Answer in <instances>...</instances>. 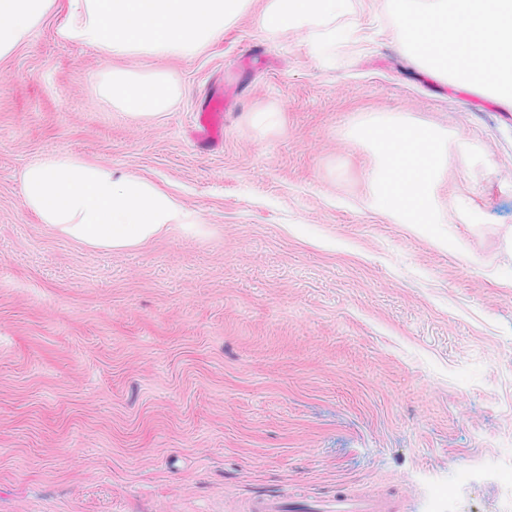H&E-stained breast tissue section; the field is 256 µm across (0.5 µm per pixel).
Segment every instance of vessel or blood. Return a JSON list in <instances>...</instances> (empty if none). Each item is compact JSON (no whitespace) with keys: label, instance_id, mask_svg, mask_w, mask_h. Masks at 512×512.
Listing matches in <instances>:
<instances>
[{"label":"vessel or blood","instance_id":"b4317fda","mask_svg":"<svg viewBox=\"0 0 512 512\" xmlns=\"http://www.w3.org/2000/svg\"><path fill=\"white\" fill-rule=\"evenodd\" d=\"M224 88L213 86L205 109L197 112L190 136L199 146L216 150L224 144ZM241 512H391L380 498L364 493L339 491L316 499H307L283 491L247 498Z\"/></svg>","mask_w":512,"mask_h":512}]
</instances>
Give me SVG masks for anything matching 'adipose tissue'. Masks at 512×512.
<instances>
[{"mask_svg": "<svg viewBox=\"0 0 512 512\" xmlns=\"http://www.w3.org/2000/svg\"><path fill=\"white\" fill-rule=\"evenodd\" d=\"M55 0H0V61L28 41ZM245 0H68L58 37L97 49L105 58L133 53L191 57L224 31ZM344 0H266L263 23L335 15ZM405 21L403 45L441 50L446 70L479 91L494 80L493 96L512 106V0H395ZM113 105L135 118L163 115L176 97L166 80L108 71L102 84ZM356 139L378 157L369 204L437 247L469 257L449 227L440 200L452 154L478 155L472 141L411 122L362 121ZM22 205L59 235L94 249L128 250L172 232L197 237L206 225L172 195L142 177L57 152L25 167Z\"/></svg>", "mask_w": 512, "mask_h": 512, "instance_id": "adipose-tissue-1", "label": "adipose tissue"}]
</instances>
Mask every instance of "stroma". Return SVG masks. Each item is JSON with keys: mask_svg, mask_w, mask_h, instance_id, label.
<instances>
[{"mask_svg": "<svg viewBox=\"0 0 512 512\" xmlns=\"http://www.w3.org/2000/svg\"><path fill=\"white\" fill-rule=\"evenodd\" d=\"M264 5L194 57L108 61L58 39L55 0L0 61V512H237L347 485L512 512V112L402 48L392 0L277 29ZM329 28L354 36L318 52ZM112 69L179 96L128 117L100 92ZM220 80L224 145L203 151L193 113ZM384 116L479 146L441 192L471 259L368 207L377 158L346 132ZM58 151L150 180L209 235L107 251L49 230L20 176Z\"/></svg>", "mask_w": 512, "mask_h": 512, "instance_id": "stroma-1", "label": "stroma"}]
</instances>
